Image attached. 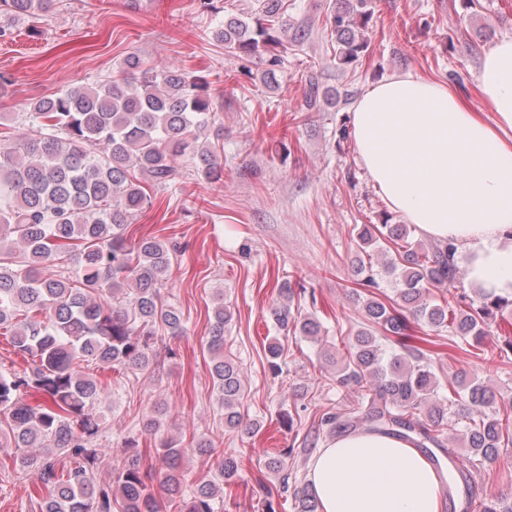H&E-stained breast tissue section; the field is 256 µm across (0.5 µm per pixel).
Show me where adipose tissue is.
Returning a JSON list of instances; mask_svg holds the SVG:
<instances>
[{"label":"adipose tissue","instance_id":"obj_1","mask_svg":"<svg viewBox=\"0 0 512 512\" xmlns=\"http://www.w3.org/2000/svg\"><path fill=\"white\" fill-rule=\"evenodd\" d=\"M477 84L484 112L446 84L390 76L356 101L353 135L389 207L423 235L452 241L472 282L512 295V36L486 50ZM309 482L320 512H442L433 468L387 435L334 437Z\"/></svg>","mask_w":512,"mask_h":512}]
</instances>
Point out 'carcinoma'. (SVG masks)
I'll use <instances>...</instances> for the list:
<instances>
[{
	"mask_svg": "<svg viewBox=\"0 0 512 512\" xmlns=\"http://www.w3.org/2000/svg\"><path fill=\"white\" fill-rule=\"evenodd\" d=\"M55 6L56 0H0V37ZM287 10V0H256L253 8L225 14L212 31L224 52L241 62V74L259 59L268 89L278 82L288 46L309 37L307 29L288 24ZM372 17L368 0H334L326 19L333 65L347 68L359 60ZM211 85L207 74L147 67L131 54L102 83L33 100L24 113V137L0 143V330L10 329L12 346L32 362L21 373L0 372V448L15 449V466L36 473L37 512H217L224 486L237 482L238 461L226 457L215 479L188 490L184 449L162 439L155 464L145 467L133 438L125 441L128 457L112 480L100 482L96 465L104 449L98 447L95 404L104 385L81 370L84 362L150 370L159 364V339L185 333L183 312L161 292L177 246L150 234L133 238L129 228L151 203L147 188L178 179L176 158L192 156L197 175L207 182L224 180L219 146L199 143L215 121ZM351 99L349 90L323 88L314 72L306 78L308 111ZM353 231L360 252L376 248L386 256L381 270L362 257L354 266L352 296L366 327L343 342L346 366L336 388L358 392L343 407L323 411L305 444L365 429L408 439L417 448H442L448 417L457 415L466 421L471 464L494 463L500 449L512 447V403L497 404L494 392L475 379L452 375L440 383L431 340L416 345L413 332L420 322L439 336L448 334L450 346L466 343L478 357L485 351L487 320L497 314L512 322V299L491 293L465 308L437 303L432 289L448 288L459 273L452 242L417 249L409 243L410 225L386 219L356 224ZM65 258L74 263L73 274L46 273ZM383 275L393 278V299L380 291ZM275 288L276 328L317 338L322 324L316 313L292 309L295 302L316 307L315 293L283 278L275 279ZM231 321L220 291L206 344L209 372L224 427L253 434L259 423L245 421L241 412V370L225 353ZM283 353L276 341L265 348L274 375L281 372ZM168 410L160 399L143 430L158 434ZM288 488L285 473L280 489L266 492L265 512H279ZM291 494L294 512H317L308 486ZM476 509L512 512V496L484 499Z\"/></svg>",
	"mask_w": 512,
	"mask_h": 512,
	"instance_id": "1",
	"label": "carcinoma"
}]
</instances>
